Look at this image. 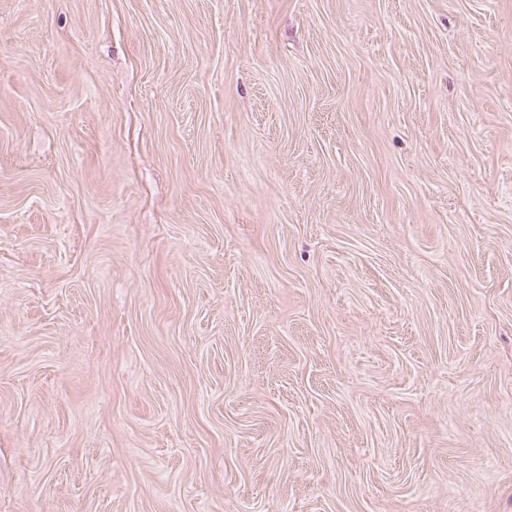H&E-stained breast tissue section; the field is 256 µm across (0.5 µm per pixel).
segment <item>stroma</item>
<instances>
[{
    "mask_svg": "<svg viewBox=\"0 0 512 512\" xmlns=\"http://www.w3.org/2000/svg\"><path fill=\"white\" fill-rule=\"evenodd\" d=\"M0 512H512V0H0Z\"/></svg>",
    "mask_w": 512,
    "mask_h": 512,
    "instance_id": "1",
    "label": "stroma"
}]
</instances>
